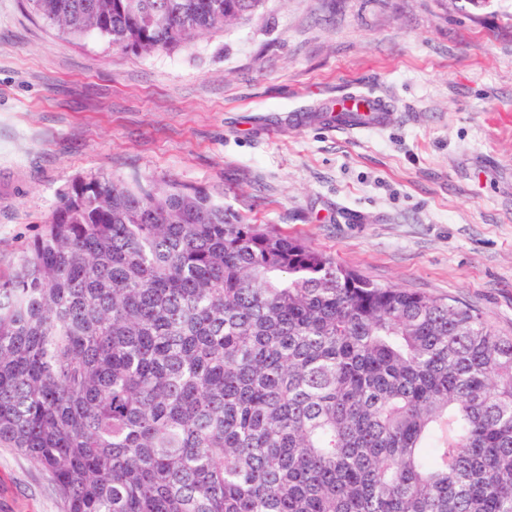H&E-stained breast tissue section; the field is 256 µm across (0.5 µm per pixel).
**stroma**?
<instances>
[{
  "label": "stroma",
  "instance_id": "1",
  "mask_svg": "<svg viewBox=\"0 0 512 512\" xmlns=\"http://www.w3.org/2000/svg\"><path fill=\"white\" fill-rule=\"evenodd\" d=\"M347 91L391 120L315 114ZM512 0H265L139 55L0 0V273L72 181L204 188L377 284L460 301L512 333ZM0 512H62L0 448ZM369 98L374 104V112H372V104L370 100L362 99L360 100V103L363 105L361 109L348 111L350 113H354L353 119L348 122L337 123L336 127L346 129L348 131H359L369 127L384 125L388 117V102L377 97Z\"/></svg>",
  "mask_w": 512,
  "mask_h": 512
}]
</instances>
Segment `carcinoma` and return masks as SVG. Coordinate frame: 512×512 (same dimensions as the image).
I'll use <instances>...</instances> for the list:
<instances>
[{
	"mask_svg": "<svg viewBox=\"0 0 512 512\" xmlns=\"http://www.w3.org/2000/svg\"><path fill=\"white\" fill-rule=\"evenodd\" d=\"M151 54L263 0H32ZM0 448L63 512H512V336L175 181L61 194L0 275Z\"/></svg>",
	"mask_w": 512,
	"mask_h": 512,
	"instance_id": "1",
	"label": "carcinoma"
}]
</instances>
